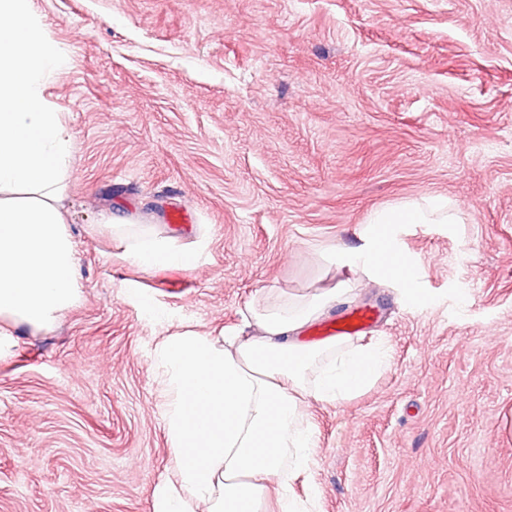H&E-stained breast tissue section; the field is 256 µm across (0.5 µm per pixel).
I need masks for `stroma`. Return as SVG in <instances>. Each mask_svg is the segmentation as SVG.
I'll return each mask as SVG.
<instances>
[{
	"label": "stroma",
	"mask_w": 512,
	"mask_h": 512,
	"mask_svg": "<svg viewBox=\"0 0 512 512\" xmlns=\"http://www.w3.org/2000/svg\"><path fill=\"white\" fill-rule=\"evenodd\" d=\"M31 4L70 56L45 95L83 298L0 361V512H153L174 467L156 345L234 330L260 289L333 286L368 212L437 195L463 223L401 234L429 304L364 278L330 314L370 310L359 341L392 360L312 404L314 481L322 512H512V0ZM110 216L193 267L142 271Z\"/></svg>",
	"instance_id": "1"
}]
</instances>
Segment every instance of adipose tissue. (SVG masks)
Listing matches in <instances>:
<instances>
[{
	"label": "adipose tissue",
	"instance_id": "obj_1",
	"mask_svg": "<svg viewBox=\"0 0 512 512\" xmlns=\"http://www.w3.org/2000/svg\"><path fill=\"white\" fill-rule=\"evenodd\" d=\"M68 63L42 35L30 0H0V358L11 351L14 327L50 330L82 296L64 206L72 136L45 96ZM461 221L445 197L374 209L342 262L400 282L407 305L424 304L420 265L401 250L396 229ZM112 232L143 270L193 265L192 254L152 230L125 222ZM348 294L345 285L311 294L263 291L248 304L243 330L176 333L156 346L175 468L156 493L154 512H265L270 500L276 512H318V486L300 495L292 485L316 467L308 405L352 398L390 363L381 341H304V329Z\"/></svg>",
	"mask_w": 512,
	"mask_h": 512
}]
</instances>
